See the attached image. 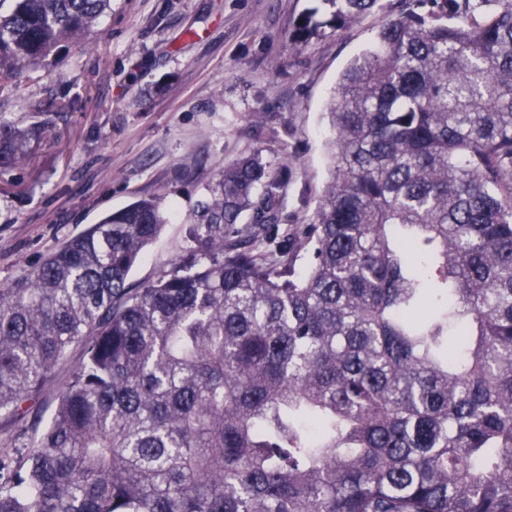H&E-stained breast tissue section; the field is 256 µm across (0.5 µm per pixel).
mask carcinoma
I'll return each mask as SVG.
<instances>
[{
    "label": "carcinoma",
    "instance_id": "1",
    "mask_svg": "<svg viewBox=\"0 0 512 512\" xmlns=\"http://www.w3.org/2000/svg\"><path fill=\"white\" fill-rule=\"evenodd\" d=\"M109 2L13 0L0 74ZM324 2L292 38L378 0ZM431 3L340 76L303 275L271 249L280 178L253 155L140 287L154 198L0 288V417H30L0 512H512V0ZM32 135L0 119V168ZM74 345L44 424L28 403Z\"/></svg>",
    "mask_w": 512,
    "mask_h": 512
}]
</instances>
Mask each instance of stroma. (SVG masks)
Here are the masks:
<instances>
[{"mask_svg": "<svg viewBox=\"0 0 512 512\" xmlns=\"http://www.w3.org/2000/svg\"><path fill=\"white\" fill-rule=\"evenodd\" d=\"M321 0H111L95 29L11 80L0 117L35 132L0 169V287L105 216L157 198L167 223L132 285L169 268L225 166L281 173V261L303 274L304 229L332 177L329 104L346 65L427 0H379L344 27L291 34Z\"/></svg>", "mask_w": 512, "mask_h": 512, "instance_id": "1", "label": "stroma"}]
</instances>
